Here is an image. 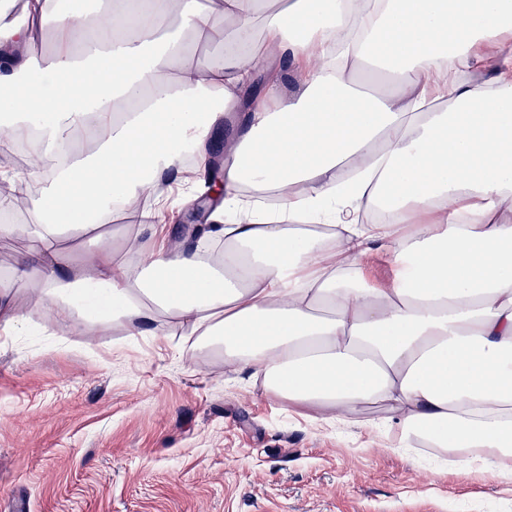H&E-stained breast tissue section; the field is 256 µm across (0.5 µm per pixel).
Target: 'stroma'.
<instances>
[{
  "mask_svg": "<svg viewBox=\"0 0 512 512\" xmlns=\"http://www.w3.org/2000/svg\"><path fill=\"white\" fill-rule=\"evenodd\" d=\"M0 328V512H512V473L453 470L288 410L222 346L47 316Z\"/></svg>",
  "mask_w": 512,
  "mask_h": 512,
  "instance_id": "35a3bbf8",
  "label": "stroma"
}]
</instances>
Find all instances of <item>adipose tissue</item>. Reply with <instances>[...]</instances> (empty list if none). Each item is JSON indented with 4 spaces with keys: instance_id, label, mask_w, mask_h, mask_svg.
I'll return each instance as SVG.
<instances>
[{
    "instance_id": "1",
    "label": "adipose tissue",
    "mask_w": 512,
    "mask_h": 512,
    "mask_svg": "<svg viewBox=\"0 0 512 512\" xmlns=\"http://www.w3.org/2000/svg\"><path fill=\"white\" fill-rule=\"evenodd\" d=\"M116 0L84 20L52 0H0V168L30 219L1 224L28 248L16 278L36 299L131 333L175 329L224 347V363L313 419L347 424L379 405L398 449L512 471V0ZM236 38L222 60L190 37ZM262 22L260 41L251 37ZM55 47L38 55L35 32ZM342 58L394 74L400 93L357 91ZM481 71L473 84L458 70ZM224 203L175 239L156 181L206 182L228 117ZM95 128V148L75 149ZM50 188L29 192L45 160ZM153 201L148 244L98 247L75 264L64 239ZM392 218L359 224L357 212ZM391 273L373 277V257Z\"/></svg>"
}]
</instances>
